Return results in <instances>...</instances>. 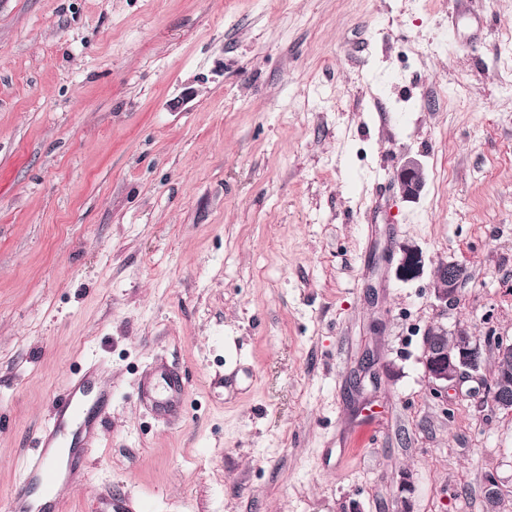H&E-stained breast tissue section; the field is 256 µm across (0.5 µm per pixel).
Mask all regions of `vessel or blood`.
Segmentation results:
<instances>
[{"label": "vessel or blood", "instance_id": "b4317fda", "mask_svg": "<svg viewBox=\"0 0 512 512\" xmlns=\"http://www.w3.org/2000/svg\"><path fill=\"white\" fill-rule=\"evenodd\" d=\"M102 376L103 369L94 360L69 376L0 512H60L58 490L71 482L77 460L90 457L97 448L108 414L112 392L101 385ZM186 392L183 373L163 361L152 365L142 380L149 409L168 424L180 417Z\"/></svg>", "mask_w": 512, "mask_h": 512}]
</instances>
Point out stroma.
I'll return each mask as SVG.
<instances>
[{
  "label": "stroma",
  "mask_w": 512,
  "mask_h": 512,
  "mask_svg": "<svg viewBox=\"0 0 512 512\" xmlns=\"http://www.w3.org/2000/svg\"><path fill=\"white\" fill-rule=\"evenodd\" d=\"M458 324L512 336V0H0V497L93 356L61 512H396L405 472L410 512H486L489 472L512 512V416L424 374ZM394 181L404 200L414 201L418 199L424 188V177L420 163L415 158H405L394 172ZM424 266V257L421 250L409 244L399 247V259L395 274L400 280H412L418 277ZM437 288H433L435 298L444 305H451L458 294L462 276L457 263L451 262L441 266L436 274ZM186 392L183 373L165 361L152 365L142 380V393L149 409L164 423L178 420Z\"/></svg>",
  "instance_id": "stroma-1"
}]
</instances>
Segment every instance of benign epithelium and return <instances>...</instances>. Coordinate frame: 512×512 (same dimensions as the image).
Segmentation results:
<instances>
[{
    "mask_svg": "<svg viewBox=\"0 0 512 512\" xmlns=\"http://www.w3.org/2000/svg\"><path fill=\"white\" fill-rule=\"evenodd\" d=\"M394 181L399 193L406 201L418 199L424 188V177L420 163L411 157L405 158L394 172ZM424 266L421 250L409 244L399 247V259L395 274L400 280L418 277ZM435 298L444 305L452 304L462 283L457 263L441 266L436 274ZM493 353L498 374L487 379L482 375L486 355ZM422 363L425 377L436 398L448 402V391L465 379H472L478 387L470 394H483L490 399L496 410L512 415V339L488 333L484 338L471 336L465 328L457 327L453 332L431 328L423 341Z\"/></svg>",
    "mask_w": 512,
    "mask_h": 512,
    "instance_id": "1",
    "label": "benign epithelium"
}]
</instances>
